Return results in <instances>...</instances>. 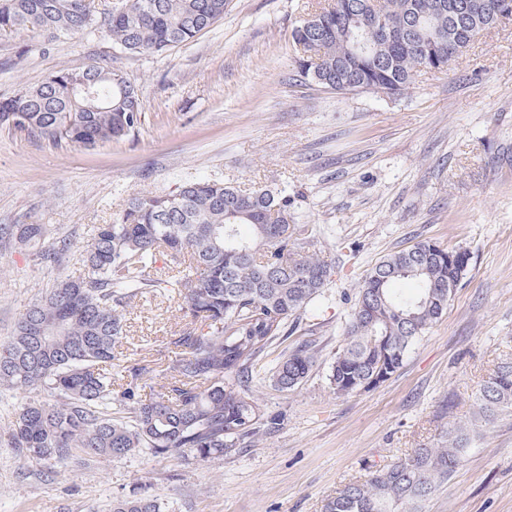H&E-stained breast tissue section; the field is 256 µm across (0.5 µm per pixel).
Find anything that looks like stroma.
I'll list each match as a JSON object with an SVG mask.
<instances>
[{
  "label": "stroma",
  "mask_w": 512,
  "mask_h": 512,
  "mask_svg": "<svg viewBox=\"0 0 512 512\" xmlns=\"http://www.w3.org/2000/svg\"><path fill=\"white\" fill-rule=\"evenodd\" d=\"M316 0H228L223 19L161 54L133 55L98 31L0 37V98L62 69L121 71L140 95L129 137L95 148L0 128V225L49 224L89 239L137 194L185 180L285 190L298 224L333 268L321 317L275 340L254 383L279 424L205 463L75 456L47 467L0 447V512H110L150 489L169 512H323L343 486L430 447L471 420L480 383L512 358V20L477 35L441 74L400 96L338 94L299 79L290 32ZM420 240L462 248L469 268L445 315L379 387L336 396L327 375L362 277ZM76 256L53 267L0 248V340ZM182 301L146 289L126 315L141 382L161 381L160 350L183 325ZM320 352L306 383L275 390L263 374L296 344ZM423 512H512V416L475 438Z\"/></svg>",
  "instance_id": "stroma-1"
}]
</instances>
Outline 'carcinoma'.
<instances>
[{"mask_svg":"<svg viewBox=\"0 0 512 512\" xmlns=\"http://www.w3.org/2000/svg\"><path fill=\"white\" fill-rule=\"evenodd\" d=\"M465 0L467 24L448 25L455 0H333L314 10L315 24L291 32L301 76L338 93L387 88L400 95L415 74L456 61L474 36L491 28L498 3ZM363 7L365 18L343 12ZM227 0H123L96 11L84 0H0V32L57 38L98 29L133 54L164 52L193 40L224 16ZM379 47L385 66L353 52L355 40ZM118 72L59 69L39 85L0 99V125L54 143L93 148L120 140L138 126L142 101L126 87L117 106ZM94 80L98 99L74 93ZM293 199L267 189L242 190L224 181H189L171 194L136 195L119 218L99 224L87 241L60 236L48 224L0 227V247L27 252L52 266L73 252L87 268L58 277L0 341V387L46 392L16 413L0 444L49 466L76 453L123 458L147 449L157 458L207 462L232 452L246 437L277 425L254 394L258 358L288 320L315 319L332 267L295 236ZM450 249L430 240L390 253L364 276L349 327L329 367L338 396L374 389L403 364L414 342L445 314L467 267L448 262ZM168 275L150 276L157 258ZM147 288H171L182 299L180 349L163 369L160 390L138 383L122 365L125 314ZM318 350L301 345L267 373L280 391L298 388L316 366ZM124 411L112 415V404ZM479 419L488 425L512 414V360L480 384ZM473 428L456 423L431 447L416 448L363 482L336 491L324 512H422L455 473ZM112 512H167L145 490L112 499Z\"/></svg>","mask_w":512,"mask_h":512,"instance_id":"carcinoma-1","label":"carcinoma"}]
</instances>
